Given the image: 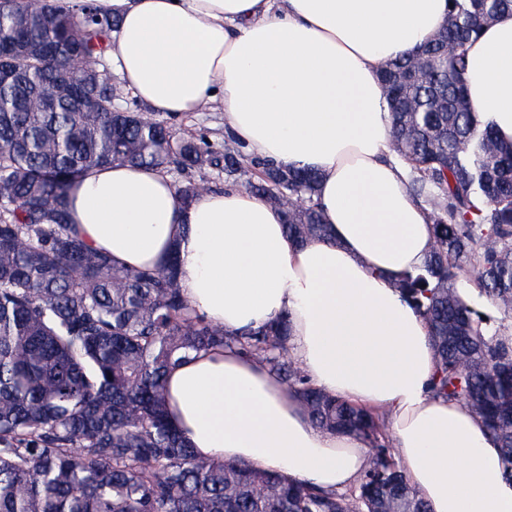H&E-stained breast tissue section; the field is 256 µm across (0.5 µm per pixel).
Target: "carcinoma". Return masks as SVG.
Wrapping results in <instances>:
<instances>
[{"label":"carcinoma","instance_id":"cac0c4a2","mask_svg":"<svg viewBox=\"0 0 512 512\" xmlns=\"http://www.w3.org/2000/svg\"><path fill=\"white\" fill-rule=\"evenodd\" d=\"M447 23L414 56L384 68L401 79L391 146L409 190L433 204L434 246L400 288L428 321L433 391L485 423L512 479V338L456 290L512 320V142L468 100L466 47L512 0H448ZM118 21L92 0H0V512H427L367 410L311 385L288 358L290 323L237 335L182 296L176 259L126 269L88 249L67 210L72 183L112 164L176 171L183 202L208 171L250 173L244 188L283 209L288 234L323 240L318 176L282 169L189 129L116 105L103 62ZM81 59L85 66L72 69ZM87 95L96 112H79ZM236 347L260 360L331 431L361 435L371 463L348 494L325 493L241 463L196 457L166 415V374L191 352Z\"/></svg>","mask_w":512,"mask_h":512}]
</instances>
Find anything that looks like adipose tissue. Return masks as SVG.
<instances>
[{"mask_svg":"<svg viewBox=\"0 0 512 512\" xmlns=\"http://www.w3.org/2000/svg\"><path fill=\"white\" fill-rule=\"evenodd\" d=\"M119 21L107 55L149 112L174 118L220 102L253 156L320 176L330 237L296 243L283 214L241 187L183 204L161 170H89L68 195L92 250L125 268L179 262L190 307L230 332L288 316L290 356L328 395L367 409L428 512H512V482L482 420L432 390L436 352L397 286L433 245L425 207L391 151L380 66L416 52L448 0H94ZM467 92L512 141V14L467 47ZM169 419L201 457L274 471L327 493L369 466L359 437L315 427L282 380L233 348L166 376Z\"/></svg>","mask_w":512,"mask_h":512,"instance_id":"adipose-tissue-1","label":"adipose tissue"}]
</instances>
